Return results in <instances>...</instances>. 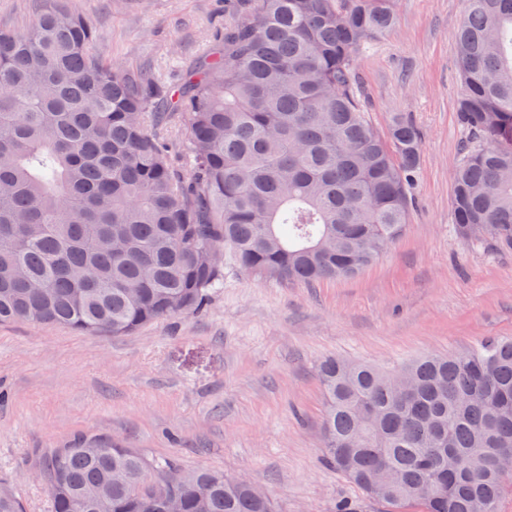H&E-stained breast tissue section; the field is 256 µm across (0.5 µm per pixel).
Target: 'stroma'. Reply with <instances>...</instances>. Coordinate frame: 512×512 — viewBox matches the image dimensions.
Instances as JSON below:
<instances>
[{
	"instance_id": "1",
	"label": "stroma",
	"mask_w": 512,
	"mask_h": 512,
	"mask_svg": "<svg viewBox=\"0 0 512 512\" xmlns=\"http://www.w3.org/2000/svg\"><path fill=\"white\" fill-rule=\"evenodd\" d=\"M104 61L167 89L222 43L237 0H71ZM466 0H396V22L354 56L378 132L404 115L421 138L403 234L358 277L311 285L248 274L224 258L201 313L130 336L0 324V481L26 512H53L44 457L80 437L119 439L181 470L258 485L278 512H389L324 460L318 367H397L512 336V249L452 226L454 175L469 140L456 32Z\"/></svg>"
}]
</instances>
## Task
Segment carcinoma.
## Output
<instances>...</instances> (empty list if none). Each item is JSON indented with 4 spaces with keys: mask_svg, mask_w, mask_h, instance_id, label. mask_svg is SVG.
<instances>
[{
    "mask_svg": "<svg viewBox=\"0 0 512 512\" xmlns=\"http://www.w3.org/2000/svg\"><path fill=\"white\" fill-rule=\"evenodd\" d=\"M0 29V323L126 336L197 314L248 273L351 278L401 235L420 136L371 123L353 55L394 23V0H248L224 43L175 93L102 62L69 0ZM464 148L460 238L512 247V0H467L456 37ZM177 111L192 160L174 169L148 129ZM325 459L391 512H498L512 449V337L398 370L328 359ZM54 512H276L253 485L150 461L110 439L53 451ZM0 512H24L0 482Z\"/></svg>",
    "mask_w": 512,
    "mask_h": 512,
    "instance_id": "cac0c4a2",
    "label": "carcinoma"
}]
</instances>
